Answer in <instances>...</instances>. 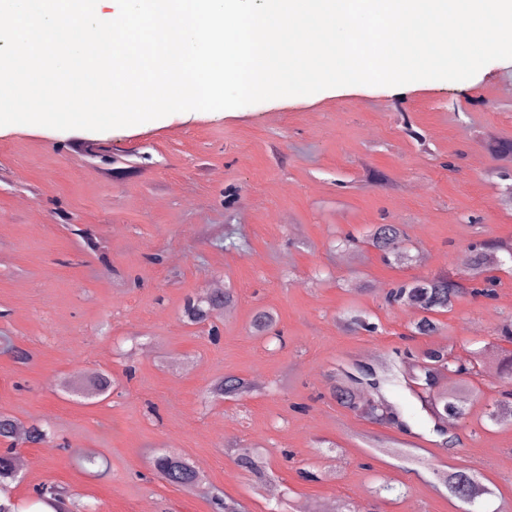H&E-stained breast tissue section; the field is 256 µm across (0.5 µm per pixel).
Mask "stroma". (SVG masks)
<instances>
[{"mask_svg":"<svg viewBox=\"0 0 512 512\" xmlns=\"http://www.w3.org/2000/svg\"><path fill=\"white\" fill-rule=\"evenodd\" d=\"M92 139L114 164L80 149ZM510 140L512 60L461 82L342 86L98 133L0 127V336L31 354L20 364L0 353V413L54 431L47 444L17 446L31 464L14 496L55 483L97 512H213L155 475L150 458L165 451L241 512H512V423L486 418L512 353L501 334L512 266L493 263L495 297L461 295L433 336L412 335L417 312L384 301L394 282L460 273L474 241L512 242V155L491 150ZM227 224L247 251L213 248ZM378 224L402 225L412 263L385 264L365 244ZM87 232L99 250L87 249ZM211 281L235 297L216 340L181 314ZM261 309L277 336L255 335ZM354 311L376 332L347 329ZM435 348L480 361L455 387L467 414L444 437L402 383ZM390 356L401 383L388 397L406 431L331 395L340 369ZM99 371L114 380L108 399L63 393V380ZM229 374L255 391L213 398L211 384ZM249 446L265 451L267 488L235 463ZM89 450L100 465L87 471L78 458ZM453 469L492 495L452 496L435 475ZM382 483L391 491L377 493Z\"/></svg>","mask_w":512,"mask_h":512,"instance_id":"stroma-1","label":"stroma"}]
</instances>
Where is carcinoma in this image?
<instances>
[{
	"label": "carcinoma",
	"mask_w": 512,
	"mask_h": 512,
	"mask_svg": "<svg viewBox=\"0 0 512 512\" xmlns=\"http://www.w3.org/2000/svg\"><path fill=\"white\" fill-rule=\"evenodd\" d=\"M403 237L399 224H379L375 227L367 244L376 249L383 261L397 264L409 260L405 253H394L393 241ZM218 249L234 248L243 250L248 243L236 236L233 228L227 226L224 234L215 239ZM500 249L512 258V243L482 241L469 246L468 276L471 293L491 298L494 296L496 278L488 275L491 250ZM462 284L452 280L447 274L440 273L432 277L415 278L395 283L385 293V302L389 305H405L420 313L413 324V332L418 335L431 336L439 332V324L434 315L452 307L454 301L468 290ZM234 301L231 290L214 291L202 298H190L186 301L182 317L190 324L204 323L220 317L224 309ZM275 319L268 311H259L254 316L252 328L260 336L270 332ZM417 373L413 376L415 388L413 393L422 404V408L434 420L433 431L443 435L439 422L453 417L461 419L466 415L465 401L450 400L448 395L436 391L440 375L447 371L466 381L478 374V362L459 363L440 348L424 352L415 362ZM397 383L396 374L391 369H363L357 365L343 372L338 385L333 387V396L344 406L359 411L365 410L367 417L395 425L401 429L408 428L403 420L400 407L389 401L386 392ZM112 387V379L105 372L95 373L79 383L67 381L62 385L63 392L79 394L85 398L102 397ZM253 386L246 379L236 375H226L211 385V393L216 398H239L252 392ZM507 400L497 405L488 413L487 418L493 424L512 420V391H505ZM19 421L12 417H0V441L9 444L5 452L0 453V485L10 486L17 480L16 454L14 443L40 445L52 439V432L45 425L36 422L27 426L23 435H18ZM236 463L252 474L256 487L266 484L268 474L264 466V454L261 448L237 449ZM157 473L167 482L187 490L200 489V478L193 464L179 456L160 453L153 459ZM448 491L460 500L469 496L480 498L493 494L492 489L480 483L465 470L446 471L437 474ZM36 498L32 501L14 502L8 491L0 490V512H26L37 505L46 512H60L65 504L66 491L52 484H42L35 489Z\"/></svg>",
	"instance_id": "obj_1"
}]
</instances>
